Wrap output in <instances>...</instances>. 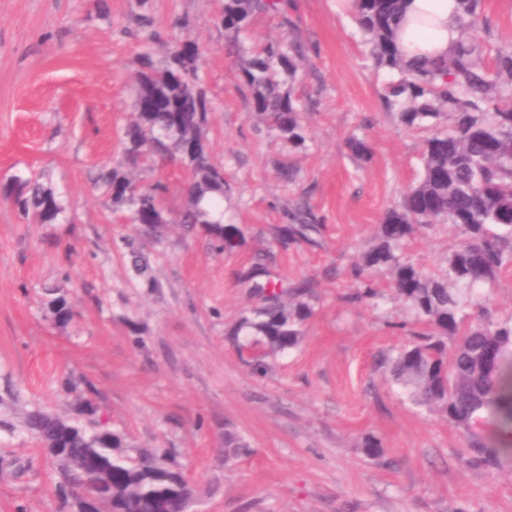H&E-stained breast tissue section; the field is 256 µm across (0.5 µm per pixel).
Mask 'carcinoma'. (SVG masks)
Instances as JSON below:
<instances>
[{
    "label": "carcinoma",
    "instance_id": "obj_1",
    "mask_svg": "<svg viewBox=\"0 0 512 512\" xmlns=\"http://www.w3.org/2000/svg\"><path fill=\"white\" fill-rule=\"evenodd\" d=\"M404 4L353 0L354 19L375 67L394 74L380 93L383 108L394 113L402 128L430 135L423 139L420 179L385 212L371 245L354 265L358 285L346 300L363 303L377 296L368 272L388 276L414 320L409 343L389 361L392 381L415 404L460 430L474 463L494 468L502 456L512 457L511 440L491 446L482 435L490 426L512 436V317L495 320L483 309L473 318L463 314L459 288L479 290L512 266V44L491 42L482 0H458L462 24L448 56L410 64L397 45ZM290 7L289 0H224L220 18L234 37L253 111L267 132L300 147L306 142L303 109L282 89L281 74H296L307 58L305 43L296 34L287 42L270 38L248 48L239 42L256 14L286 22ZM179 48L176 42L166 45L162 68L152 51L140 54L135 104L148 98L155 107L133 112L123 132L122 160L102 167L96 182L108 189L113 210L124 213L140 233L159 240L169 224V185L160 179L142 185L138 173L152 172L165 160L180 161L189 168V203L176 223L230 250L240 244L243 232L215 214L224 204L222 170L213 163L202 133L193 136L185 129L190 123L207 127L209 102L195 59L182 57ZM50 193L31 172L12 175L0 187L21 215L32 213L41 224H55L65 212L59 199L54 215L44 211ZM439 225L458 231L462 240L443 267L428 273L405 259L402 249L422 230ZM315 231L313 215L304 208L282 228L293 242L308 241ZM126 246L137 275L151 279L147 258L134 241ZM262 273L258 260L249 273L258 303L232 331L234 336L244 330L254 336L247 349L256 374L267 371L269 357L299 346L303 327L314 315L312 281L283 288L257 280ZM51 309L60 324L74 317L62 297L51 301ZM26 428L41 445H63L65 455L52 459L62 494L92 481L83 467L92 449L108 467L112 512H182L190 507L194 491L181 469L156 453L130 454L117 432L109 446L99 442L96 428L40 412L28 416ZM248 453L237 433L224 432L225 462Z\"/></svg>",
    "mask_w": 512,
    "mask_h": 512
}]
</instances>
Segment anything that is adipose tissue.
Returning <instances> with one entry per match:
<instances>
[{
    "mask_svg": "<svg viewBox=\"0 0 512 512\" xmlns=\"http://www.w3.org/2000/svg\"><path fill=\"white\" fill-rule=\"evenodd\" d=\"M406 21L397 35L406 59L444 57L458 37L456 0H407Z\"/></svg>",
    "mask_w": 512,
    "mask_h": 512,
    "instance_id": "obj_1",
    "label": "adipose tissue"
}]
</instances>
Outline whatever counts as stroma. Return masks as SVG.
Listing matches in <instances>:
<instances>
[{
	"mask_svg": "<svg viewBox=\"0 0 512 512\" xmlns=\"http://www.w3.org/2000/svg\"><path fill=\"white\" fill-rule=\"evenodd\" d=\"M338 0H293L287 18L258 17L256 43L297 32L310 46L284 77L307 99L308 140L267 133L217 17L221 0H0V175L40 174L66 205L55 224L24 221L0 197V512H77L53 466L23 428L42 409L80 419L94 386L110 429L159 449L195 490L194 512H512V461L474 465L461 432L392 384L383 357L409 340L388 279L376 304H349L353 266L386 210L421 173L422 133L381 104L391 80L375 69ZM195 43L212 111L206 138L230 190L224 221L244 232L233 251L172 227L137 241L151 266L138 276L123 244L134 229L93 176L119 159L138 59L171 40ZM366 137L367 157L346 147ZM320 226L310 243L279 234L295 208ZM460 236L418 233L406 255L438 270ZM288 287L314 283L316 312L294 350L252 373L229 331L255 307L243 275L256 253ZM76 311L57 325L45 293ZM250 452L224 462V432ZM380 439V457L362 450Z\"/></svg>",
	"mask_w": 512,
	"mask_h": 512,
	"instance_id": "stroma-1",
	"label": "stroma"
}]
</instances>
